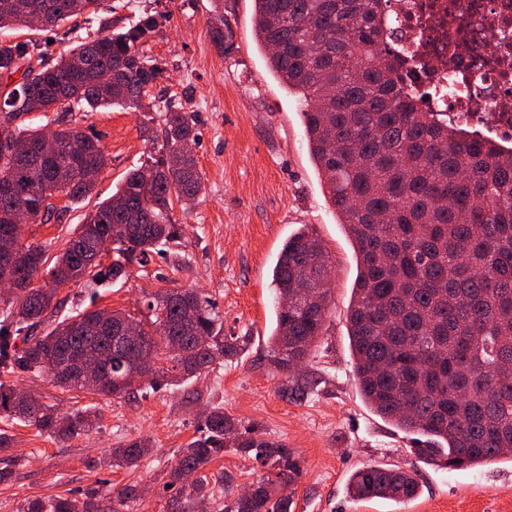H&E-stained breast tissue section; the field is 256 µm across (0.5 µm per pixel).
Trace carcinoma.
<instances>
[{
  "mask_svg": "<svg viewBox=\"0 0 512 512\" xmlns=\"http://www.w3.org/2000/svg\"><path fill=\"white\" fill-rule=\"evenodd\" d=\"M257 44L269 71L304 102V131L340 223L356 254L357 278L347 310L354 380L371 411L410 436L418 461L451 470L512 461V153L477 133L425 110L426 94L404 83L397 53L385 38L386 0H253ZM99 0H0V27L51 31L68 18L94 11ZM164 16L143 13L123 31L80 43L68 56L49 58L35 40L0 39V120L22 142L43 129L26 124L33 112H94L101 107L143 106L161 68L143 46ZM222 51L232 38L224 16L209 31ZM80 56L85 68H72ZM20 75L17 80L12 76ZM160 148L131 170L97 204L54 258L40 245L21 242L11 223L14 200L0 196V241L21 252L16 295L0 309V417L51 435L77 437L98 423L91 409L55 412L3 377L16 371L48 373L51 358L63 370L86 354L102 359L95 392L122 398L140 387L127 383L141 361L151 362L149 385L160 390L179 375L193 377L224 364L237 352L224 336L214 305L193 289L173 288L146 303L149 324L121 311L83 309L37 336L34 329L68 280L90 287L123 279L127 265L179 238L174 204L202 192L193 152L170 163L171 151L197 140L194 113L166 107ZM56 153L33 166H17L0 148V176L7 175L30 205V223L45 224L57 208L40 196L55 188L61 166L71 182L58 189L68 202L93 193L84 170H102L107 155L94 134L59 126ZM113 253L112 263L101 258ZM331 258L321 240L301 228L284 242L272 274L276 325L271 360L287 370L303 362L325 332L330 303ZM49 281L33 285L39 270ZM200 434L182 449L169 485L180 495H209L203 473L234 449L274 469L225 512H291L280 494L301 475L286 445L253 429L239 431L224 412L205 413ZM151 451L146 440L112 450V464H134ZM196 478L182 481L185 472ZM348 494L359 500L404 503L416 498V473L369 466L352 472ZM136 487L118 493L104 510L93 495L34 499L20 512H122Z\"/></svg>",
  "mask_w": 512,
  "mask_h": 512,
  "instance_id": "1",
  "label": "carcinoma"
}]
</instances>
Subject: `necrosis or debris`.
Instances as JSON below:
<instances>
[{
    "instance_id": "4bbe7bcc",
    "label": "necrosis or debris",
    "mask_w": 512,
    "mask_h": 512,
    "mask_svg": "<svg viewBox=\"0 0 512 512\" xmlns=\"http://www.w3.org/2000/svg\"><path fill=\"white\" fill-rule=\"evenodd\" d=\"M388 38L433 111L512 148V0H390Z\"/></svg>"
}]
</instances>
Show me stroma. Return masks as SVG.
Listing matches in <instances>:
<instances>
[{"label":"stroma","mask_w":512,"mask_h":512,"mask_svg":"<svg viewBox=\"0 0 512 512\" xmlns=\"http://www.w3.org/2000/svg\"><path fill=\"white\" fill-rule=\"evenodd\" d=\"M233 32L219 52L209 37L216 12ZM170 19L144 47L163 68L151 91L153 108L136 112L106 107L92 113L64 112L61 121L96 133L108 163L91 199L61 219L26 224L21 240L56 254L74 236L96 203L111 197L126 173L156 154L159 111L168 101L195 115L194 155L204 189L190 209L175 208L180 238L147 264H132L127 278L91 288L68 283L57 289L39 332L89 304L146 318L148 297L163 289L193 288L208 297L224 323L225 336L238 338L240 352L224 365L178 386L144 390L129 399L55 386L45 374L18 372L10 384L38 395L60 412L88 407L99 414L96 429L74 438L51 435L0 419V433L13 447L0 465L13 472L0 483V512H18L27 499L95 494L112 500L137 486L134 512H187L188 504L166 483L181 449L199 430L204 411L218 407L239 429L288 445L300 458L302 475L287 488L294 512H512V463L465 470L415 464L405 434L373 413L353 380L354 360L346 314L357 275L352 243L339 224L304 139L303 107L266 67L254 38L252 0H103L98 12L74 16L54 32L33 36L24 29H0V38H39L51 56L68 53L85 37L128 26L140 13ZM309 227L333 258L332 298L326 332L304 364L277 369L268 336L275 320L271 270L289 234ZM306 387L296 398V387ZM147 440L150 454L133 465L109 463L112 449ZM417 465L419 495L401 504L355 501L346 482L356 469ZM205 473L212 495L206 512H222L241 491L265 477L266 466L226 450Z\"/></svg>","instance_id":"stroma-1"}]
</instances>
